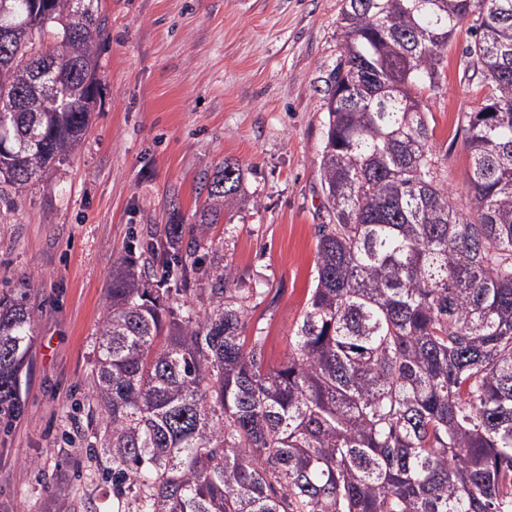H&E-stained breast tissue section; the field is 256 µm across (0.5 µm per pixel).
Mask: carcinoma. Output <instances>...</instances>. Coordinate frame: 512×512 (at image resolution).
Segmentation results:
<instances>
[{
    "mask_svg": "<svg viewBox=\"0 0 512 512\" xmlns=\"http://www.w3.org/2000/svg\"><path fill=\"white\" fill-rule=\"evenodd\" d=\"M0 202L68 160L100 82L95 0H0ZM473 20L469 207L441 180L427 107ZM321 154L330 224L288 358L263 368L231 268L195 311L197 235L242 192L226 162L196 224L124 257L98 330L89 458L115 512H512V0H344ZM187 247H182L184 238ZM34 313L0 291V415L19 414Z\"/></svg>",
    "mask_w": 512,
    "mask_h": 512,
    "instance_id": "obj_1",
    "label": "carcinoma"
}]
</instances>
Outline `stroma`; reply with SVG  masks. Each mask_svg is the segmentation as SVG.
<instances>
[{
    "label": "stroma",
    "instance_id": "35a3bbf8",
    "mask_svg": "<svg viewBox=\"0 0 512 512\" xmlns=\"http://www.w3.org/2000/svg\"><path fill=\"white\" fill-rule=\"evenodd\" d=\"M344 0H101L108 40L90 128L63 165L0 203V289L24 288L36 319L21 414L0 419V512H112V485L86 448L101 412L90 389L112 262L145 264L134 241L196 223L207 180L232 163L244 197L201 239L252 289L246 333L283 363L329 223L320 159L326 81ZM460 28L429 94L433 146L454 202L471 160L463 113L482 90Z\"/></svg>",
    "mask_w": 512,
    "mask_h": 512
}]
</instances>
